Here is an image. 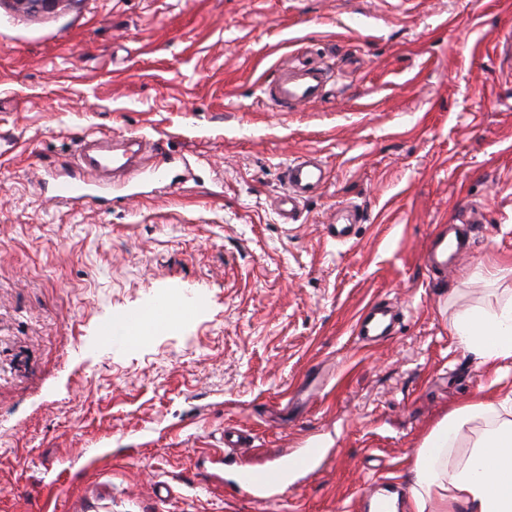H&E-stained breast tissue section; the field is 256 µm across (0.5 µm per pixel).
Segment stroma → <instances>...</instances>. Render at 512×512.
I'll list each match as a JSON object with an SVG mask.
<instances>
[{"mask_svg":"<svg viewBox=\"0 0 512 512\" xmlns=\"http://www.w3.org/2000/svg\"><path fill=\"white\" fill-rule=\"evenodd\" d=\"M511 32L512 0H0V512H341L512 383L448 329L512 265ZM298 65L330 79L286 112L263 89ZM97 131L162 139L171 188L145 169L56 203ZM304 153L327 181L287 224ZM471 209L470 250L434 275L430 235ZM155 302L191 313L107 338ZM372 302L402 318L366 345ZM298 448L325 455L281 500L235 486Z\"/></svg>","mask_w":512,"mask_h":512,"instance_id":"stroma-1","label":"stroma"}]
</instances>
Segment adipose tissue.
<instances>
[{"instance_id":"adipose-tissue-1","label":"adipose tissue","mask_w":512,"mask_h":512,"mask_svg":"<svg viewBox=\"0 0 512 512\" xmlns=\"http://www.w3.org/2000/svg\"><path fill=\"white\" fill-rule=\"evenodd\" d=\"M449 330L481 362L511 359L512 289L494 307L456 311ZM406 482L411 512H512V387L448 412L422 439Z\"/></svg>"}]
</instances>
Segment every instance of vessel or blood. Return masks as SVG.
Wrapping results in <instances>:
<instances>
[{"instance_id": "b4317fda", "label": "vessel or blood", "mask_w": 512, "mask_h": 512, "mask_svg": "<svg viewBox=\"0 0 512 512\" xmlns=\"http://www.w3.org/2000/svg\"><path fill=\"white\" fill-rule=\"evenodd\" d=\"M327 81L325 69L299 66L282 72L274 83L267 85L266 94L280 107L288 109L321 100ZM121 143L125 151L120 154L111 136L81 139L74 157L79 175L56 184L55 201L69 203L93 196L94 192L111 185L113 179L130 176L134 170V155L151 151L150 145L140 136L123 138ZM326 181V170L316 156L303 154L294 158L286 170L287 191L281 202L284 221L295 220L301 202L321 189ZM462 252L458 239L445 227L430 237L426 260L430 267L443 272ZM392 321L393 313L389 308L373 303L356 319L354 331L360 339L374 342L388 335ZM322 456V449L304 448L274 467L241 471L236 484L253 499L275 498L280 489L287 487L291 473L311 469Z\"/></svg>"}]
</instances>
